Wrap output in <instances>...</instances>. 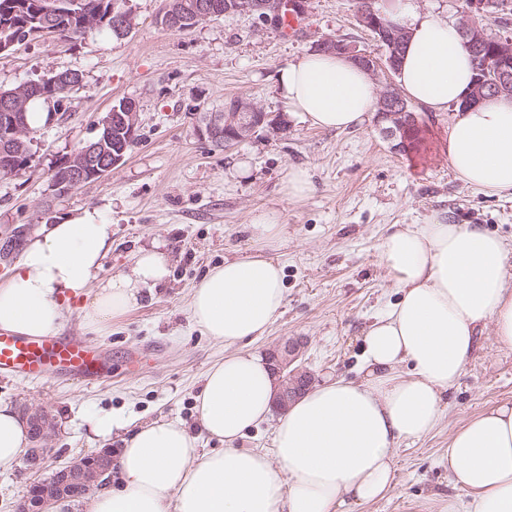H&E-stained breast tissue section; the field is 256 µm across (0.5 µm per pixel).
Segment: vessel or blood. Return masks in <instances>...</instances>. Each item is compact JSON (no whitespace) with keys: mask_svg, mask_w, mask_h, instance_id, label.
Segmentation results:
<instances>
[{"mask_svg":"<svg viewBox=\"0 0 512 512\" xmlns=\"http://www.w3.org/2000/svg\"><path fill=\"white\" fill-rule=\"evenodd\" d=\"M279 27L289 36L299 35L305 17L294 0H282ZM25 380H52L66 374L82 381H104L111 374L105 358L92 346L66 336L28 337L0 332V372Z\"/></svg>","mask_w":512,"mask_h":512,"instance_id":"b4317fda","label":"vessel or blood"}]
</instances>
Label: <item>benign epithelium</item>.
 <instances>
[{
	"mask_svg": "<svg viewBox=\"0 0 512 512\" xmlns=\"http://www.w3.org/2000/svg\"><path fill=\"white\" fill-rule=\"evenodd\" d=\"M476 7V0H468V6L458 9L457 28L464 44L479 50L485 46L487 38L479 24L471 19V12ZM233 9L242 13H258L265 21L272 20L278 14L277 0H240L228 7L230 11ZM191 14L201 22L215 19L216 5L210 0H181L179 9L169 7L163 14L164 27L176 28L183 22L184 16ZM357 21L374 34L377 42L386 43L388 51L376 58L355 44L334 38L318 41L317 47L343 54L352 62L366 66L368 73L379 83L377 122L392 123L384 133L389 138H395L407 127L418 124L416 113L407 110L402 95L392 81V74L396 71V48L406 41L409 32L388 26L372 10L357 12ZM82 22L86 27H99L107 23L121 35L130 32L135 25L133 14L125 8H114L106 14L101 11L93 14L84 11ZM490 87L500 94L512 95V43L509 41L495 42L490 52L482 58L479 76L470 92L469 101L481 99ZM23 92L21 88L0 96V112L10 118V125L0 130V154L3 156H20L27 147L28 135L22 121L25 106L21 97ZM195 119L196 132L200 138L212 141L222 137L226 146L248 139L260 131L281 134L288 130V120L284 114L267 113L254 101L243 97L232 98L222 112H197ZM115 123L131 135L139 130V112L135 101L125 100L122 108L115 107L107 113L99 124V127L106 128L107 135L98 143L72 154L59 167V174L51 177L49 185L54 195H65L95 177L102 179L124 161L126 148L112 146L109 135ZM300 357V346L293 341H287L269 353L273 375L277 380L274 405L281 412L306 393L314 382L313 376L303 368ZM111 468L110 452L80 458L59 467L36 482L41 490L39 499H24L18 504L17 512H49L61 501L84 498L101 486V478Z\"/></svg>",
	"mask_w": 512,
	"mask_h": 512,
	"instance_id": "obj_1",
	"label": "benign epithelium"
}]
</instances>
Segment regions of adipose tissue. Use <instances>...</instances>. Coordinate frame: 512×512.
<instances>
[{
  "mask_svg": "<svg viewBox=\"0 0 512 512\" xmlns=\"http://www.w3.org/2000/svg\"><path fill=\"white\" fill-rule=\"evenodd\" d=\"M390 15L411 33L396 73L406 98L431 112L464 107L448 129L454 172L487 194L512 197V97L464 106L474 65L455 25L418 13L412 0H392ZM276 81L287 111L319 128L360 127L376 103L367 72L336 54L297 57ZM111 249V224L90 213L38 233L0 278V330L54 336L75 310L100 326L168 280L161 243L139 249L129 271L96 280ZM381 259L400 297L364 334L363 379L325 381L278 417L269 362L247 345L284 305L283 268L259 250L208 269L191 290L190 316L229 351L205 372L195 403L199 426L221 447L202 450L177 419L140 425L123 437L112 485L87 512H347L388 494L396 448L436 427L481 327L493 323L512 347V252L481 226L435 220L395 225ZM271 418L272 453L240 447ZM27 433L0 403V471L17 463ZM444 461L471 496L469 512H512V406L457 428Z\"/></svg>",
  "mask_w": 512,
  "mask_h": 512,
  "instance_id": "ef3b65f1",
  "label": "adipose tissue"
}]
</instances>
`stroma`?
I'll return each mask as SVG.
<instances>
[{
  "mask_svg": "<svg viewBox=\"0 0 512 512\" xmlns=\"http://www.w3.org/2000/svg\"><path fill=\"white\" fill-rule=\"evenodd\" d=\"M167 5L127 0L135 26L123 37L107 31L73 41L39 37L0 55L2 89L63 71L83 75L80 89L55 105L51 122L36 133L24 173L0 178V244L16 227L39 229L90 211L112 226V250L98 279L128 269L138 249L156 241L172 258L166 284L107 326L68 317L64 335L86 339L109 359L107 383L0 375L1 403L45 410L54 421L42 470L22 459L0 472V512H14L41 474L103 448L119 450L118 436L94 433L96 421L113 417L137 425L164 416L196 428L195 396L224 345L194 325L190 291L208 268L256 248L248 227L254 211L279 214L282 235L269 254L284 268L286 300L250 348L264 353L282 340H298L302 363L319 383L359 379L364 332L398 298L380 260L392 225L477 224L512 246V199L465 184L448 163L456 107L421 112L425 149L419 153L396 146L371 116L360 128L337 131L292 113L286 133L260 134L223 150L198 137L196 113L223 111L231 96L284 111L276 73L320 39L378 52L356 19V0H306L309 26L294 41L285 40L276 23L247 14L172 32L160 23ZM125 99L139 107L138 145L104 179L60 198L49 195L55 168L93 139L101 118ZM295 167L307 169L313 191L294 200L284 184ZM506 402L512 403V350L499 346L488 323L458 385L444 397L437 427L396 450L392 490L351 512H440L446 504L467 512L470 496L454 487L442 460L448 437Z\"/></svg>",
  "mask_w": 512,
  "mask_h": 512,
  "instance_id": "35a3bbf8",
  "label": "stroma"
}]
</instances>
